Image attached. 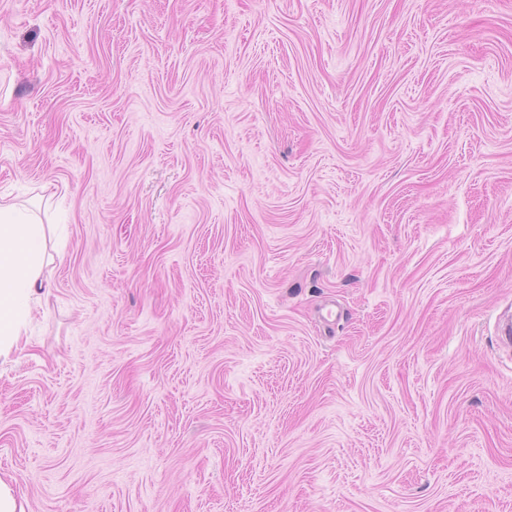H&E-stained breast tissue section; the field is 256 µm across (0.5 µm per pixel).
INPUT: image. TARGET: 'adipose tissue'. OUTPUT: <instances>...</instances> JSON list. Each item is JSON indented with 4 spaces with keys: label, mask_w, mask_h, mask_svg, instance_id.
<instances>
[{
    "label": "adipose tissue",
    "mask_w": 512,
    "mask_h": 512,
    "mask_svg": "<svg viewBox=\"0 0 512 512\" xmlns=\"http://www.w3.org/2000/svg\"><path fill=\"white\" fill-rule=\"evenodd\" d=\"M44 224L0 202V356H9L28 334L43 299V269L51 259Z\"/></svg>",
    "instance_id": "1"
}]
</instances>
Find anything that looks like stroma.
<instances>
[{
	"mask_svg": "<svg viewBox=\"0 0 512 512\" xmlns=\"http://www.w3.org/2000/svg\"><path fill=\"white\" fill-rule=\"evenodd\" d=\"M0 197L27 512H512V0H0ZM44 224L25 216L16 204L0 202V356L8 357L24 339L43 299L47 252Z\"/></svg>",
	"mask_w": 512,
	"mask_h": 512,
	"instance_id": "stroma-1",
	"label": "stroma"
}]
</instances>
